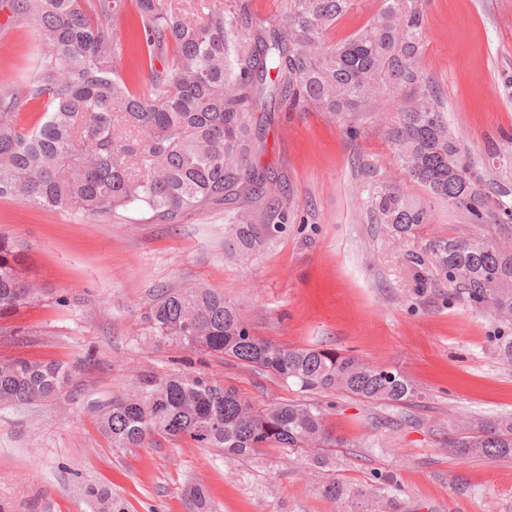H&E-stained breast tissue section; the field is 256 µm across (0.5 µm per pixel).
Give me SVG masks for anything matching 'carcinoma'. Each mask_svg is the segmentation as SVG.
I'll use <instances>...</instances> for the list:
<instances>
[{"label": "carcinoma", "mask_w": 512, "mask_h": 512, "mask_svg": "<svg viewBox=\"0 0 512 512\" xmlns=\"http://www.w3.org/2000/svg\"><path fill=\"white\" fill-rule=\"evenodd\" d=\"M129 1L147 71L139 88L117 67L128 49L117 18ZM282 2L279 19L253 29L244 2L226 12L223 0H11L13 14L36 25V67L24 83L0 81V200L80 216L144 208L168 224L241 195L249 201L268 195L281 209L284 192L267 191L268 176L251 159L260 139L253 113L275 100L292 111L366 112L373 98L404 90L408 102L398 107L389 139L410 181L482 225L491 200L461 162L448 116L417 67L426 0H379L363 28L336 42L329 32L354 0ZM33 100L46 111L36 127L23 128L20 114ZM368 203L378 223L399 237L431 223L430 210L382 183L372 185ZM231 223L246 264L260 239L253 211L237 209ZM427 253L469 302L512 319V248L492 235L437 238L412 254L414 263H424ZM43 295L25 273L23 248L1 234L0 313ZM146 322L153 336L235 358L305 391H344L390 405H409L420 395L396 368L251 335L236 307L211 288L160 295ZM68 381L59 363L1 360L0 404L56 398ZM99 423L114 448L189 438L229 460L264 448L302 453L344 446L323 406H259L203 372L141 374L100 409ZM473 452L488 460L512 457V417L455 420L448 453ZM322 489L333 500L363 496L334 478ZM90 496L94 512H128L108 488L95 487ZM184 509L213 512L207 491L188 487Z\"/></svg>", "instance_id": "cac0c4a2"}]
</instances>
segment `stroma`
Instances as JSON below:
<instances>
[{
	"label": "stroma",
	"mask_w": 512,
	"mask_h": 512,
	"mask_svg": "<svg viewBox=\"0 0 512 512\" xmlns=\"http://www.w3.org/2000/svg\"><path fill=\"white\" fill-rule=\"evenodd\" d=\"M9 14L0 7V78L19 83L34 73L37 31ZM423 39L419 64L462 162L484 195L512 206V0H428ZM403 99L385 95L340 118L254 113L265 137L253 161L275 173L288 209L247 265L226 205L163 224L144 210L77 220L0 201V233L22 246L45 290L0 316V357L52 360L72 375L57 399L0 405V512H92V486L112 489L129 512H184L195 484L214 512H353L281 448L230 461L188 438L117 449L104 435L97 406L140 371L204 372L260 405L305 399L293 381L151 335L145 315L160 294L198 284L223 293L253 335L396 367L418 388L407 406L314 393L346 442L329 464L337 481L387 488L384 512H512V457L448 452L456 418L512 416V363L500 355L512 322L409 260L427 240L477 228L435 202L431 223L400 238L367 203L375 182L424 196L387 135Z\"/></svg>",
	"instance_id": "1"
}]
</instances>
